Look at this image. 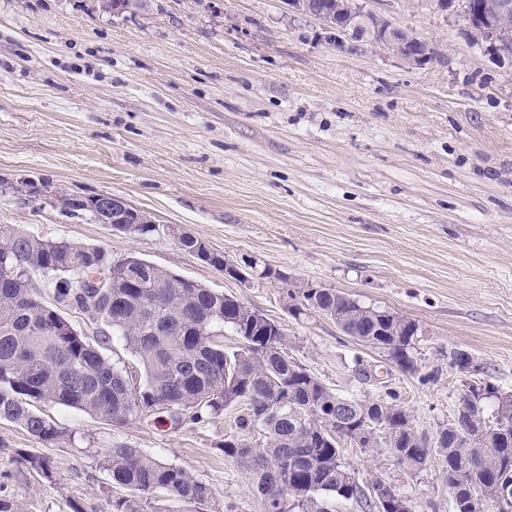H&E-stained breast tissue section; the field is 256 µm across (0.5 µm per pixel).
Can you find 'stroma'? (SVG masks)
I'll list each match as a JSON object with an SVG mask.
<instances>
[{"label": "stroma", "mask_w": 512, "mask_h": 512, "mask_svg": "<svg viewBox=\"0 0 512 512\" xmlns=\"http://www.w3.org/2000/svg\"><path fill=\"white\" fill-rule=\"evenodd\" d=\"M367 5L438 59L415 67L387 48L336 49L286 0H146L119 17L98 0H0V178L109 192L157 229L120 233L1 194L0 224L99 245L116 261L134 254L233 295L277 322L290 356L326 386L396 392L431 440L467 382L512 393V61L491 64L438 0ZM180 231L275 275L225 277L181 248ZM309 285L418 322V375L321 313H294ZM453 350L474 372L449 366ZM42 411L63 432L45 449L50 479L20 463L34 443L0 420V483L26 512H112L124 491L101 461L116 443L206 481L217 512H262L220 449L234 411L177 429L162 413L115 426L63 405ZM343 454L361 482H391L416 512H453L443 456L412 475L381 447Z\"/></svg>", "instance_id": "35a3bbf8"}]
</instances>
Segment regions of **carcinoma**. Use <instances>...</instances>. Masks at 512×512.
<instances>
[{"label": "carcinoma", "mask_w": 512, "mask_h": 512, "mask_svg": "<svg viewBox=\"0 0 512 512\" xmlns=\"http://www.w3.org/2000/svg\"><path fill=\"white\" fill-rule=\"evenodd\" d=\"M112 16L134 14L143 0H102ZM65 215H98L88 200L69 194ZM118 213L130 220L115 230L145 235L152 224H133L135 208L123 201ZM82 268L90 277L105 274L106 287L81 288L72 280ZM39 271L53 285L58 307L45 304L26 279ZM303 306L332 319L345 335L383 349L405 374L419 371L414 355L416 321L387 309L361 304L334 288H305ZM78 309L101 323L97 344L77 330L61 307ZM239 337L234 350L214 339L216 329ZM120 337L136 358L141 374L111 362L100 348ZM391 391L376 405L372 399L340 396L288 355V336L272 320L234 297L190 280L137 256L109 264L104 248L59 239L44 241L15 235L0 225V420L20 426L38 445L62 435L39 409L54 403L80 409L122 425L152 405L164 404L172 425L204 422L231 407L240 408L235 427L265 434L254 442L224 441V456L246 470L263 512H333L332 504L350 502L369 512H414L410 498L386 507L387 481L362 483L342 455V444L364 448L383 443L409 472L422 471L437 451L447 464L445 481L453 512L479 509L475 493L499 482L506 493L494 512H512V394L475 381L464 391L452 423L432 444L414 430L410 413ZM345 402L350 418L377 421L344 442L324 429L336 428V402ZM493 410H488L489 406ZM495 424L492 429L485 422ZM27 467L51 477L48 456L17 451ZM102 467L112 484L129 495L113 512H209L214 506L208 483L186 469L162 463L138 448L117 444Z\"/></svg>", "instance_id": "obj_1"}]
</instances>
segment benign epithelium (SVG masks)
Segmentation results:
<instances>
[{
	"label": "benign epithelium",
	"instance_id": "1",
	"mask_svg": "<svg viewBox=\"0 0 512 512\" xmlns=\"http://www.w3.org/2000/svg\"><path fill=\"white\" fill-rule=\"evenodd\" d=\"M448 10L462 22L470 42L482 44L485 39L497 41L498 45L508 44L507 36L501 34V20L512 12V0H497L495 3L480 5L475 10H459L448 5ZM321 26V38L339 48L349 43H364L374 47H389L407 63L415 66L426 65L434 61L437 51L432 42L416 32L402 28L385 15L351 3L336 4V18H318ZM0 192L13 196L19 193L36 195L55 208L63 190L45 182L33 180H12L0 178Z\"/></svg>",
	"mask_w": 512,
	"mask_h": 512
}]
</instances>
